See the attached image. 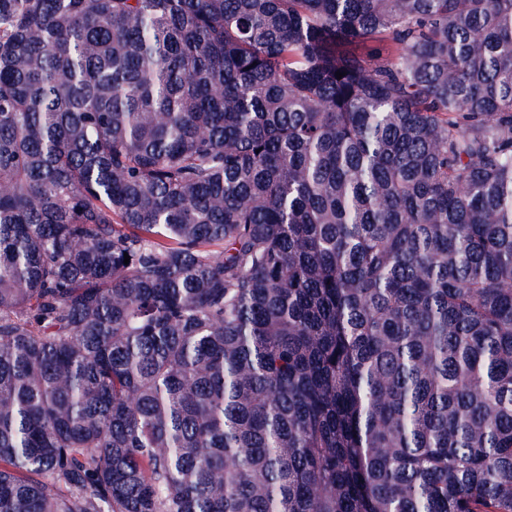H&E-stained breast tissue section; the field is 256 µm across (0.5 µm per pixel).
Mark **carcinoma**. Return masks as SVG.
Instances as JSON below:
<instances>
[{"instance_id":"carcinoma-1","label":"carcinoma","mask_w":512,"mask_h":512,"mask_svg":"<svg viewBox=\"0 0 512 512\" xmlns=\"http://www.w3.org/2000/svg\"><path fill=\"white\" fill-rule=\"evenodd\" d=\"M0 512H512V0H0Z\"/></svg>"}]
</instances>
